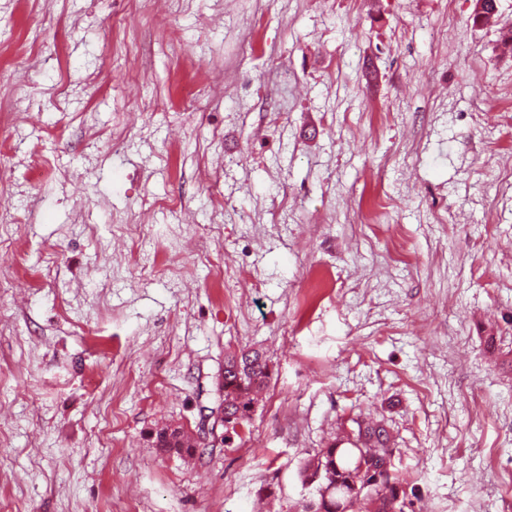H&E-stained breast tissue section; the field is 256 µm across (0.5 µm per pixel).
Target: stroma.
Masks as SVG:
<instances>
[{"instance_id":"35a3bbf8","label":"stroma","mask_w":512,"mask_h":512,"mask_svg":"<svg viewBox=\"0 0 512 512\" xmlns=\"http://www.w3.org/2000/svg\"><path fill=\"white\" fill-rule=\"evenodd\" d=\"M498 7L0 0V512H298L368 415L416 512H507ZM240 349L273 368L250 422L159 453ZM385 203L381 190L373 193L360 209L359 216L362 224H375L384 214ZM155 447L163 453L176 454L181 458H193L197 453V441L192 432L182 426L166 425L154 432Z\"/></svg>"}]
</instances>
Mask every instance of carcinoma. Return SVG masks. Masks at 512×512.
Instances as JSON below:
<instances>
[{"label":"carcinoma","instance_id":"1","mask_svg":"<svg viewBox=\"0 0 512 512\" xmlns=\"http://www.w3.org/2000/svg\"><path fill=\"white\" fill-rule=\"evenodd\" d=\"M272 373L265 356L254 350L230 354L224 361V376L219 385V404L214 422L224 425L225 416L232 415L246 423L258 402L259 393L267 387ZM354 440L342 448L332 442L305 458L299 468L303 485L314 494L305 503L303 512H341L349 498L358 495L365 502H380L376 512H415L408 498L404 480L391 472L384 486L359 493L356 489L361 467H380L390 462L391 438L380 421H356ZM155 447L163 453L192 458L197 453L195 435L181 426L166 425L155 431Z\"/></svg>","mask_w":512,"mask_h":512}]
</instances>
